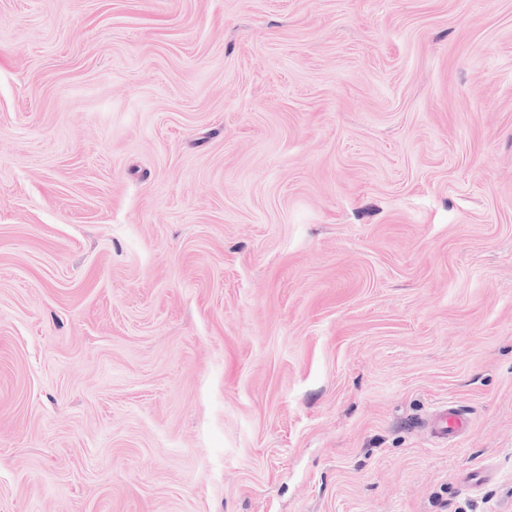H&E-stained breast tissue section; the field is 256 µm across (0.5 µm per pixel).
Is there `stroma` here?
<instances>
[{
  "instance_id": "obj_1",
  "label": "stroma",
  "mask_w": 512,
  "mask_h": 512,
  "mask_svg": "<svg viewBox=\"0 0 512 512\" xmlns=\"http://www.w3.org/2000/svg\"><path fill=\"white\" fill-rule=\"evenodd\" d=\"M0 512H512V0H0ZM467 413L457 406L448 405L438 411L432 420V431L443 439L455 438L468 427Z\"/></svg>"
}]
</instances>
